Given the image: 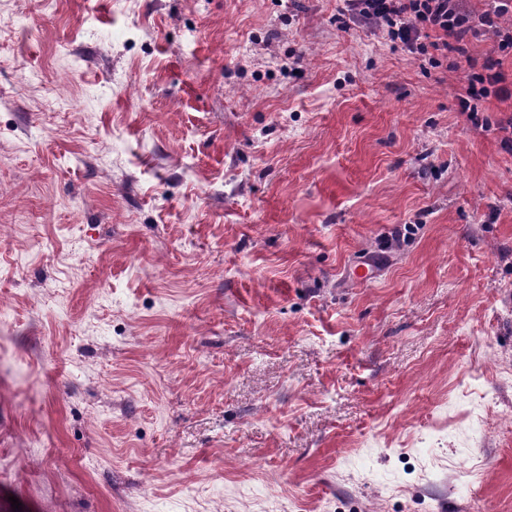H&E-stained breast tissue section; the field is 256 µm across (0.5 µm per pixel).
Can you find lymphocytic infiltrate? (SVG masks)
<instances>
[{"mask_svg":"<svg viewBox=\"0 0 512 512\" xmlns=\"http://www.w3.org/2000/svg\"><path fill=\"white\" fill-rule=\"evenodd\" d=\"M466 0H345V15L386 32L392 42L402 44L411 53L427 58L432 68H440L450 53H457L459 64L469 66L471 59L460 46L474 24L486 26L494 37L497 52L512 54V27L504 28L497 20L507 13V4L496 5L492 13L472 21ZM496 96L512 100V81L498 69L497 60L486 62L481 70L470 69L462 94L461 111L466 112L473 128H480L476 100Z\"/></svg>","mask_w":512,"mask_h":512,"instance_id":"1","label":"lymphocytic infiltrate"}]
</instances>
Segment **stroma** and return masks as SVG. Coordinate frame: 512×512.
I'll list each match as a JSON object with an SVG mask.
<instances>
[{
    "instance_id": "1",
    "label": "stroma",
    "mask_w": 512,
    "mask_h": 512,
    "mask_svg": "<svg viewBox=\"0 0 512 512\" xmlns=\"http://www.w3.org/2000/svg\"><path fill=\"white\" fill-rule=\"evenodd\" d=\"M342 0H0V512H512V154Z\"/></svg>"
}]
</instances>
